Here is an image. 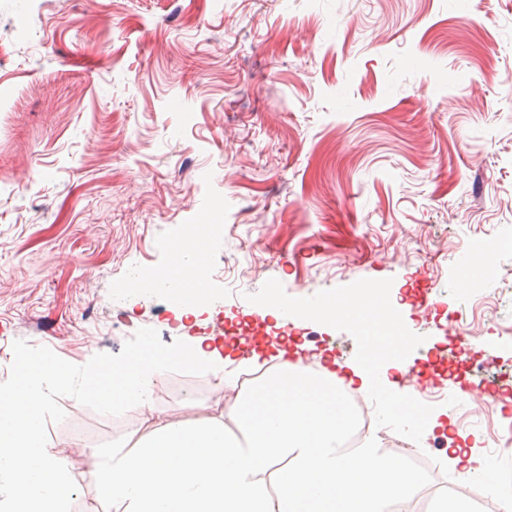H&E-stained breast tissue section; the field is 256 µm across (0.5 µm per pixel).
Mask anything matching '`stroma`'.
I'll return each mask as SVG.
<instances>
[{"instance_id": "stroma-1", "label": "stroma", "mask_w": 512, "mask_h": 512, "mask_svg": "<svg viewBox=\"0 0 512 512\" xmlns=\"http://www.w3.org/2000/svg\"><path fill=\"white\" fill-rule=\"evenodd\" d=\"M200 224L224 271L214 294L239 291L225 322L272 282L292 304L377 286L411 359L482 381L512 415V343L445 362L473 239L507 241L509 288L483 334L512 323V0H0V361L18 339L83 365L147 323L166 344L198 335L171 329L161 298L116 308L112 294L127 263L167 267L169 242ZM307 329L315 356L364 355L356 319ZM224 401L204 375L154 391L156 416L240 436ZM60 404L48 437L68 451L72 512H114L94 474L153 426ZM443 497L482 510L468 480L427 472L408 510Z\"/></svg>"}]
</instances>
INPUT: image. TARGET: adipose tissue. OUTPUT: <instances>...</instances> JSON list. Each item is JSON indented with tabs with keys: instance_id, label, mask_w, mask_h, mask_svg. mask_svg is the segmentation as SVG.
<instances>
[{
	"instance_id": "adipose-tissue-1",
	"label": "adipose tissue",
	"mask_w": 512,
	"mask_h": 512,
	"mask_svg": "<svg viewBox=\"0 0 512 512\" xmlns=\"http://www.w3.org/2000/svg\"><path fill=\"white\" fill-rule=\"evenodd\" d=\"M353 378L335 368L309 375L283 359L246 392L237 419L241 437L224 425L158 423L136 453L113 451L96 475L114 512H390L416 488L419 477L372 443L346 452L339 443L352 417L339 396ZM280 491L265 489L278 459ZM447 461L480 480L512 512V487L480 452L479 438L460 433Z\"/></svg>"
}]
</instances>
